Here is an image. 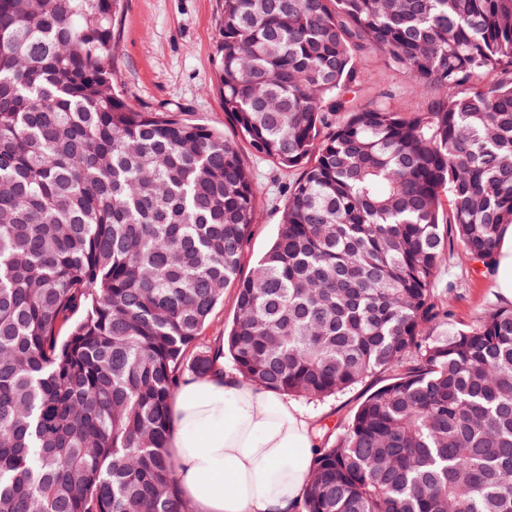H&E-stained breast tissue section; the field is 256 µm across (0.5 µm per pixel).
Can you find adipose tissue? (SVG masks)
I'll return each mask as SVG.
<instances>
[{
    "label": "adipose tissue",
    "instance_id": "adipose-tissue-1",
    "mask_svg": "<svg viewBox=\"0 0 512 512\" xmlns=\"http://www.w3.org/2000/svg\"><path fill=\"white\" fill-rule=\"evenodd\" d=\"M170 414L169 454L195 512H298L317 443L297 402L226 370L186 377Z\"/></svg>",
    "mask_w": 512,
    "mask_h": 512
}]
</instances>
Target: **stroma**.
I'll list each match as a JSON object with an SVG mask.
<instances>
[{
  "instance_id": "1",
  "label": "stroma",
  "mask_w": 512,
  "mask_h": 512,
  "mask_svg": "<svg viewBox=\"0 0 512 512\" xmlns=\"http://www.w3.org/2000/svg\"><path fill=\"white\" fill-rule=\"evenodd\" d=\"M223 9L224 0H122L112 30L114 84L144 110L172 114L233 137L215 78ZM357 68L363 99L387 91L392 106L412 112L422 98L434 94L430 88H414L411 76L379 53L364 54ZM243 159L264 188L241 255L240 271L246 275L273 242L286 202L285 188L300 172L276 168L250 152ZM437 281L455 284L447 301L457 322L477 325L489 309L502 304L488 269L462 259L460 244H452ZM374 384L370 378L337 396L306 402L322 442L341 434L347 417Z\"/></svg>"
}]
</instances>
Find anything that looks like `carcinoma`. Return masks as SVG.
Returning <instances> with one entry per match:
<instances>
[{"label":"carcinoma","instance_id":"obj_1","mask_svg":"<svg viewBox=\"0 0 512 512\" xmlns=\"http://www.w3.org/2000/svg\"><path fill=\"white\" fill-rule=\"evenodd\" d=\"M119 0H0V512H194L166 448L198 341L277 394L381 381L301 512H512V307L438 298L512 224V0H224L216 83L288 187L270 249L235 141L112 83ZM378 51L434 97L358 102ZM345 112L340 123L333 113ZM235 311V290L228 288L224 293V301L220 303L213 314L211 324L202 334V342L213 345L216 336H223L224 324H229Z\"/></svg>","mask_w":512,"mask_h":512}]
</instances>
